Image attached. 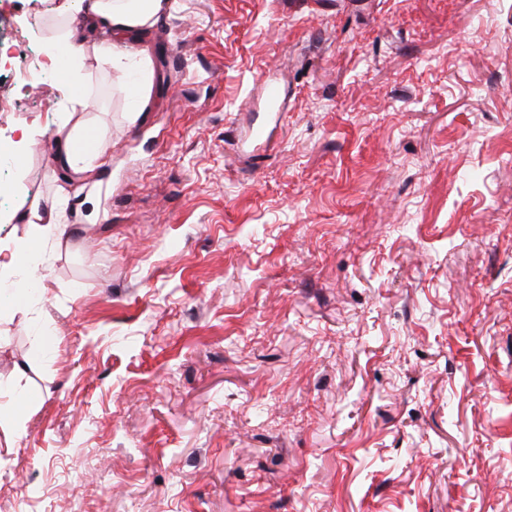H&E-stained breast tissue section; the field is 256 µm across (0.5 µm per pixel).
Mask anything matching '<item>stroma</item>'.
I'll return each instance as SVG.
<instances>
[{"label":"stroma","instance_id":"obj_1","mask_svg":"<svg viewBox=\"0 0 512 512\" xmlns=\"http://www.w3.org/2000/svg\"><path fill=\"white\" fill-rule=\"evenodd\" d=\"M66 79L0 74L15 209L66 200L0 222V512H512V0H169ZM67 122L59 129L60 136L57 140L56 160L59 167L65 173H78L92 168L94 161L102 160L98 165H103L106 160L102 150L88 152L81 148L86 131L83 126L76 124L63 136Z\"/></svg>","mask_w":512,"mask_h":512}]
</instances>
